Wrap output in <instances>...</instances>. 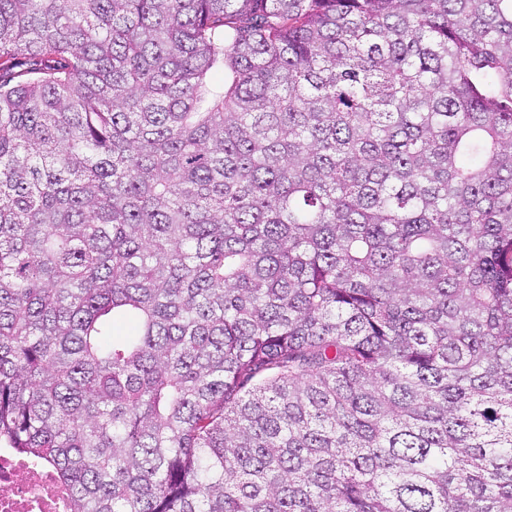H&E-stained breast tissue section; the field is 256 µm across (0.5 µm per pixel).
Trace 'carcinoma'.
Returning <instances> with one entry per match:
<instances>
[{"mask_svg":"<svg viewBox=\"0 0 512 512\" xmlns=\"http://www.w3.org/2000/svg\"><path fill=\"white\" fill-rule=\"evenodd\" d=\"M0 447L72 512H512V0H0Z\"/></svg>","mask_w":512,"mask_h":512,"instance_id":"cac0c4a2","label":"carcinoma"}]
</instances>
